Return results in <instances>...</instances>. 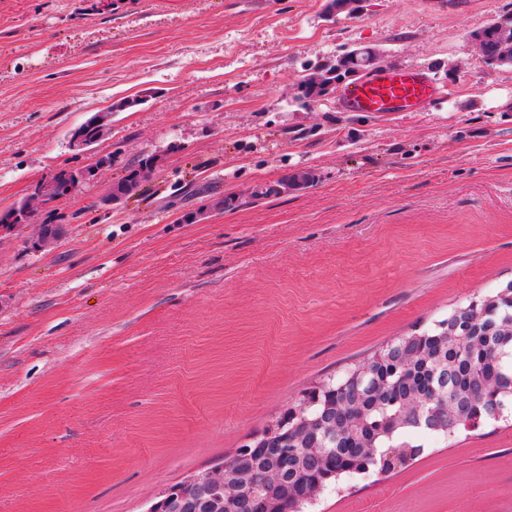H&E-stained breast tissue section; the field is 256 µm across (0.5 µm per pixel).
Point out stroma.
<instances>
[{
	"label": "stroma",
	"mask_w": 512,
	"mask_h": 512,
	"mask_svg": "<svg viewBox=\"0 0 512 512\" xmlns=\"http://www.w3.org/2000/svg\"><path fill=\"white\" fill-rule=\"evenodd\" d=\"M0 0V209L109 166L0 238V512H146L327 375L512 283V67L474 39L512 0ZM430 75L421 112L295 93L343 47ZM77 155L72 128L120 101ZM156 152L148 192L110 182ZM306 168L313 185L251 201ZM232 211L185 224L210 194ZM50 217V251L28 239ZM311 512H512V419L433 439Z\"/></svg>",
	"instance_id": "35a3bbf8"
}]
</instances>
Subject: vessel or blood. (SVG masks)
I'll return each mask as SVG.
<instances>
[{"mask_svg": "<svg viewBox=\"0 0 512 512\" xmlns=\"http://www.w3.org/2000/svg\"><path fill=\"white\" fill-rule=\"evenodd\" d=\"M441 94L440 88L419 70L387 65L347 89L338 102L345 112H419Z\"/></svg>", "mask_w": 512, "mask_h": 512, "instance_id": "b4317fda", "label": "vessel or blood"}]
</instances>
